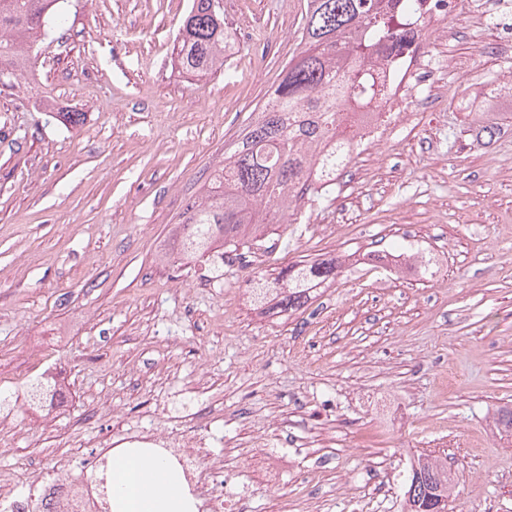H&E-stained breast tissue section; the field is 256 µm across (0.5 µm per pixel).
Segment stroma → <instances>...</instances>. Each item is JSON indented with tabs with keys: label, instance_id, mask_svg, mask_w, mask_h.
I'll return each mask as SVG.
<instances>
[{
	"label": "stroma",
	"instance_id": "35a3bbf8",
	"mask_svg": "<svg viewBox=\"0 0 512 512\" xmlns=\"http://www.w3.org/2000/svg\"><path fill=\"white\" fill-rule=\"evenodd\" d=\"M190 3L67 0L30 72L0 76V387L62 392L0 411V478L62 453L76 479L95 443L199 424L245 512H402L419 453L458 477L448 512H512V14L458 0L408 123L213 279L171 249L306 0H223L233 42L203 77L171 62ZM339 254L305 311H254V276ZM57 395H59V391L55 382L52 384L42 376H35L29 379L26 384L24 397L29 403L22 397L17 398L19 394H16V392L5 389L4 391L0 390V408H9L17 398L13 403V411L23 414L26 412L28 405L29 407H44L46 403H48V406L53 405Z\"/></svg>",
	"mask_w": 512,
	"mask_h": 512
}]
</instances>
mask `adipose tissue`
Returning a JSON list of instances; mask_svg holds the SVG:
<instances>
[{
	"label": "adipose tissue",
	"mask_w": 512,
	"mask_h": 512,
	"mask_svg": "<svg viewBox=\"0 0 512 512\" xmlns=\"http://www.w3.org/2000/svg\"><path fill=\"white\" fill-rule=\"evenodd\" d=\"M112 512H192L180 472L160 456L134 452L112 461Z\"/></svg>",
	"instance_id": "1"
}]
</instances>
